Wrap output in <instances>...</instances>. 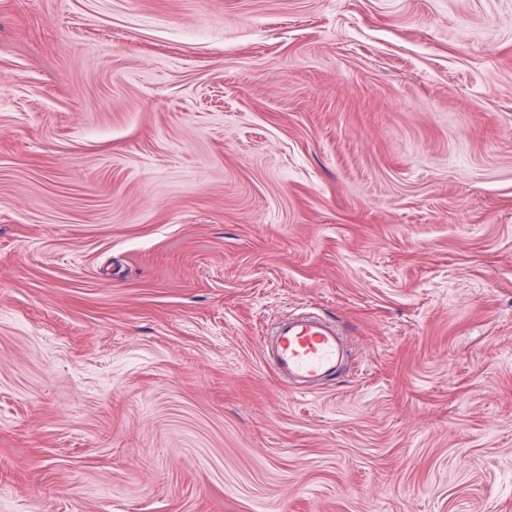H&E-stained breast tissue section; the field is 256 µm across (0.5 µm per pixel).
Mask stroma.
<instances>
[{"mask_svg": "<svg viewBox=\"0 0 512 512\" xmlns=\"http://www.w3.org/2000/svg\"><path fill=\"white\" fill-rule=\"evenodd\" d=\"M0 512H512V0H0ZM262 350L295 393L326 388L346 368L349 345L341 324L313 311L289 315L262 338Z\"/></svg>", "mask_w": 512, "mask_h": 512, "instance_id": "1", "label": "stroma"}]
</instances>
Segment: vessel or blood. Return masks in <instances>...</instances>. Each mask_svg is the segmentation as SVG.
Returning <instances> with one entry per match:
<instances>
[{
	"instance_id": "b4317fda",
	"label": "vessel or blood",
	"mask_w": 512,
	"mask_h": 512,
	"mask_svg": "<svg viewBox=\"0 0 512 512\" xmlns=\"http://www.w3.org/2000/svg\"><path fill=\"white\" fill-rule=\"evenodd\" d=\"M262 350L289 388L312 394L346 368L349 345L341 324L313 311L289 315L262 339Z\"/></svg>"
}]
</instances>
